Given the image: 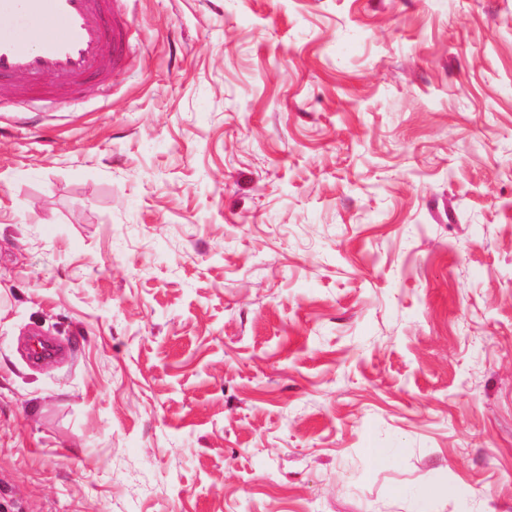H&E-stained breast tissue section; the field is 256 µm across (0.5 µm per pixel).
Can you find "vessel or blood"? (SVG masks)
Segmentation results:
<instances>
[{
    "mask_svg": "<svg viewBox=\"0 0 512 512\" xmlns=\"http://www.w3.org/2000/svg\"><path fill=\"white\" fill-rule=\"evenodd\" d=\"M0 98L26 112L52 94V77L77 92L91 75L108 81L129 48V20L119 0H0ZM38 34L39 48L29 46Z\"/></svg>",
    "mask_w": 512,
    "mask_h": 512,
    "instance_id": "obj_1",
    "label": "vessel or blood"
}]
</instances>
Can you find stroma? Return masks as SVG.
<instances>
[{"mask_svg":"<svg viewBox=\"0 0 512 512\" xmlns=\"http://www.w3.org/2000/svg\"><path fill=\"white\" fill-rule=\"evenodd\" d=\"M124 10L0 102V498L512 512V0Z\"/></svg>","mask_w":512,"mask_h":512,"instance_id":"obj_1","label":"stroma"}]
</instances>
